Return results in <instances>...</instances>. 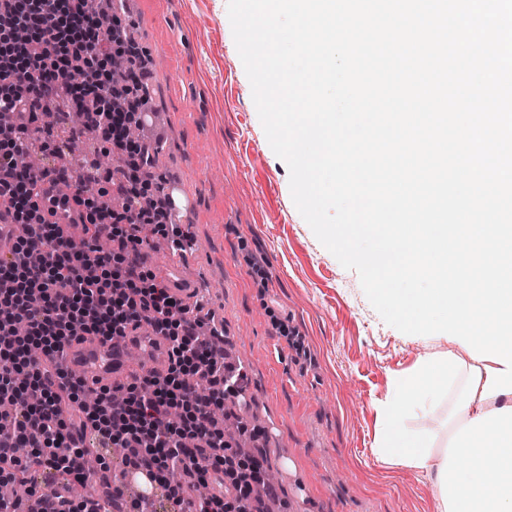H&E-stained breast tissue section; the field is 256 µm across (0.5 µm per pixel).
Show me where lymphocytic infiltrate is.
<instances>
[{
  "label": "lymphocytic infiltrate",
  "instance_id": "obj_1",
  "mask_svg": "<svg viewBox=\"0 0 512 512\" xmlns=\"http://www.w3.org/2000/svg\"><path fill=\"white\" fill-rule=\"evenodd\" d=\"M134 53L122 18L103 27L91 0H0V112L16 116L0 132V206L26 227L13 260L0 261V481L32 466L85 481L88 433L99 447L125 449V466L147 470L174 512H225L226 497L251 501L271 486L237 472L238 453L213 418L226 400H243L244 373L200 336L192 308L141 258L143 225L176 245L182 234L165 220L163 187L145 176L154 147L129 135L144 110V76L132 68L112 80L113 57ZM64 103L98 151L121 164L117 185L94 162L70 180L61 201L80 207L79 241L46 223L34 195L45 173L21 162L36 123L42 152L60 155L51 120ZM145 325L168 343L163 373L95 389L70 370L65 352L76 338H122ZM20 444L31 450L27 460L13 456ZM214 479L221 493L191 499Z\"/></svg>",
  "mask_w": 512,
  "mask_h": 512
}]
</instances>
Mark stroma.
Listing matches in <instances>:
<instances>
[{"instance_id":"stroma-1","label":"stroma","mask_w":512,"mask_h":512,"mask_svg":"<svg viewBox=\"0 0 512 512\" xmlns=\"http://www.w3.org/2000/svg\"><path fill=\"white\" fill-rule=\"evenodd\" d=\"M126 34L166 119L157 180L193 201L183 265L247 373L255 445L277 469V512H437L429 478L372 453L395 376L451 350L386 324L296 209L239 57L227 0H125Z\"/></svg>"}]
</instances>
